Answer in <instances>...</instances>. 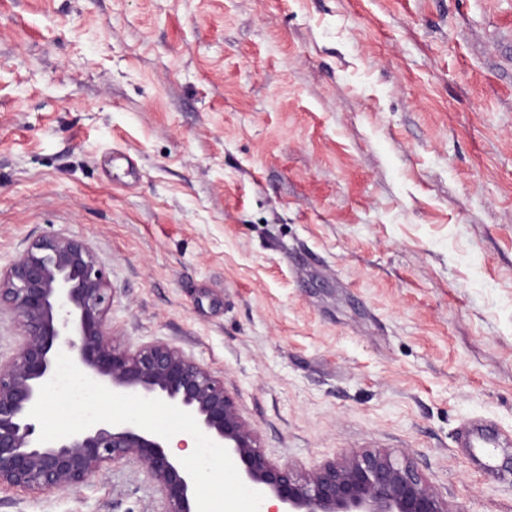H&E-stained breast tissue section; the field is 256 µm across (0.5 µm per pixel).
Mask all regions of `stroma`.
Segmentation results:
<instances>
[{
    "label": "stroma",
    "mask_w": 512,
    "mask_h": 512,
    "mask_svg": "<svg viewBox=\"0 0 512 512\" xmlns=\"http://www.w3.org/2000/svg\"><path fill=\"white\" fill-rule=\"evenodd\" d=\"M43 235L270 459L380 451L512 512V0H0V270ZM162 509L132 460L0 488Z\"/></svg>",
    "instance_id": "stroma-1"
}]
</instances>
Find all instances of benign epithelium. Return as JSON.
I'll return each mask as SVG.
<instances>
[{
  "instance_id": "benign-epithelium-1",
  "label": "benign epithelium",
  "mask_w": 512,
  "mask_h": 512,
  "mask_svg": "<svg viewBox=\"0 0 512 512\" xmlns=\"http://www.w3.org/2000/svg\"><path fill=\"white\" fill-rule=\"evenodd\" d=\"M113 291L86 243L52 235L33 240L0 272V306L21 341L0 363V487L38 493L76 486L109 464L135 460L161 493L163 512H197L192 478L162 437L134 424L100 422L52 442L39 441L29 415L39 388L69 355L88 377L118 394L158 398L191 413L225 447L243 482L273 496L282 512H450L410 464L387 454H343L298 476L270 460L224 380L162 341L117 344L107 315Z\"/></svg>"
}]
</instances>
